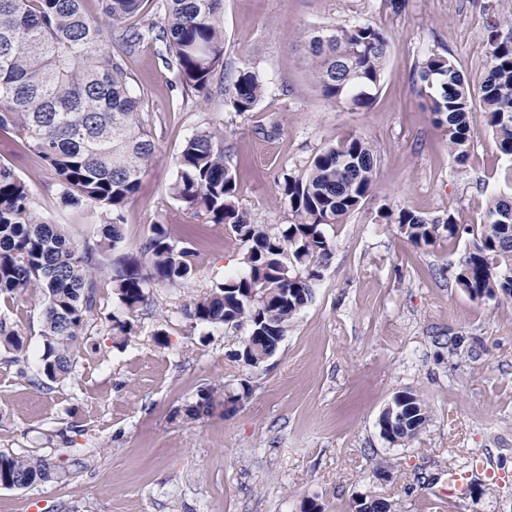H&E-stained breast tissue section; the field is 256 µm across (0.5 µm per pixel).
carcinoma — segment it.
I'll use <instances>...</instances> for the list:
<instances>
[{"label": "carcinoma", "instance_id": "carcinoma-1", "mask_svg": "<svg viewBox=\"0 0 512 512\" xmlns=\"http://www.w3.org/2000/svg\"><path fill=\"white\" fill-rule=\"evenodd\" d=\"M84 0H0V129L18 133L55 174L66 206L105 209L99 238L75 244L59 224L44 220L31 184L0 165V297L18 298L29 288L45 296L42 311V373L51 382L68 379L75 351L99 306L98 269L122 242L124 210L136 197L156 143L142 120L147 103L131 88L120 43L127 53L158 45L166 68L184 86L208 93L224 69V0H97L99 16ZM309 65L323 95L360 105L379 86L387 41L368 24H334L306 36ZM489 69L479 88L451 57L431 54L419 67V94L433 123L443 129L448 156L462 162L480 122L508 159L503 182L509 192L488 200L484 219L463 230L453 216L429 220L409 210L378 212L381 224H396L417 248L439 239L472 235L454 273L458 288L473 300L512 301V33L491 27ZM262 77L249 67L235 73L228 105L249 112L265 93ZM481 112H474V93ZM376 153L372 144L349 137L319 153L302 177L280 184L290 220L272 227L254 224L236 201V181L224 160V133L213 128L186 140L177 157L172 198L214 224H226L247 244L248 272L216 284L193 301L189 316L199 323L237 326L248 336L237 361L258 369L274 355L294 316L313 299V281L330 259L324 228L343 224L372 195ZM143 261L120 266L111 277L128 318L113 320V335L135 334L133 317L156 285L181 286L194 271V252L170 240L161 224L147 240ZM0 346L23 345L0 319ZM429 421L424 399L412 390L396 393L378 425L392 445H405ZM69 474L63 463L42 456L0 451V486L25 488ZM359 512H396L393 504L365 495Z\"/></svg>", "mask_w": 512, "mask_h": 512}]
</instances>
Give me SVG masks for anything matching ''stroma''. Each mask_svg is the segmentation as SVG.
Wrapping results in <instances>:
<instances>
[{"instance_id": "1", "label": "stroma", "mask_w": 512, "mask_h": 512, "mask_svg": "<svg viewBox=\"0 0 512 512\" xmlns=\"http://www.w3.org/2000/svg\"><path fill=\"white\" fill-rule=\"evenodd\" d=\"M506 19L512 0H224L223 89L209 99L175 81L155 44L127 57L157 148L125 209L121 253L141 258L161 224L194 250L198 269L187 287L152 288L135 336L122 344L112 324L127 313L102 288L71 378L44 388V295L31 288L0 299V318L24 344L19 353L0 349V451L72 463L65 479L0 488V512H306L312 502L353 512L367 494L397 512H512V302L477 301L456 288L469 236L419 249L398 225L375 221L386 205L473 225L503 191L507 160L490 133L476 126L466 161L455 163L416 82L433 53L481 81L487 31ZM327 23H369L387 36L367 106L328 99L314 81L304 35ZM246 65L267 90L237 113L223 100ZM207 128L223 130L237 204L256 224L287 223L279 185L284 175L303 176L325 147L354 134L377 155L372 197L346 223L326 227L332 256L313 300L258 370L234 358L246 327L186 313L225 276L246 271V243L168 193L186 139ZM0 163L35 188L45 220L65 222L79 243L100 236L103 217L65 215L53 172L13 130H0ZM406 389L422 396L430 419L410 445L393 446L378 417ZM204 393L209 410L187 418ZM228 393L240 396L230 408ZM453 475L467 477L469 493L437 504Z\"/></svg>"}]
</instances>
